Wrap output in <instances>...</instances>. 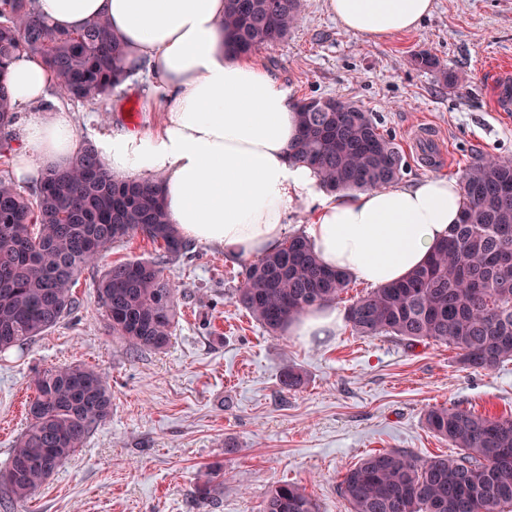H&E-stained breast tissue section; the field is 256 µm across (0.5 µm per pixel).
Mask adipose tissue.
<instances>
[{
    "instance_id": "ef3b65f1",
    "label": "adipose tissue",
    "mask_w": 512,
    "mask_h": 512,
    "mask_svg": "<svg viewBox=\"0 0 512 512\" xmlns=\"http://www.w3.org/2000/svg\"><path fill=\"white\" fill-rule=\"evenodd\" d=\"M433 0H327L341 26L381 41L416 29ZM58 31L109 19L126 47L125 68L147 72L167 105L159 129L115 130L96 148L116 178L162 177L164 206L180 235L236 259L276 251L291 207L313 212L304 228L319 262L378 287L407 277L447 237L462 210L457 180L426 177L354 194L326 195L314 171L297 162L298 109L288 88L250 59L231 53L224 0H34ZM6 80L17 111L30 113L13 155L17 180L66 167L82 144L66 103L50 100L56 78L22 57ZM334 305L288 325L303 338L336 334Z\"/></svg>"
}]
</instances>
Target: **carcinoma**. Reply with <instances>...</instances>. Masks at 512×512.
<instances>
[{"label":"carcinoma","mask_w":512,"mask_h":512,"mask_svg":"<svg viewBox=\"0 0 512 512\" xmlns=\"http://www.w3.org/2000/svg\"><path fill=\"white\" fill-rule=\"evenodd\" d=\"M33 0H0V158L12 150L15 120L3 76L22 54L38 56L60 93L93 102L111 96L129 74L125 48L104 17L76 32L55 31ZM300 0H226L224 28L233 51L248 54L294 28ZM423 70L444 71L428 52ZM293 157L310 166L331 193L387 187L403 155L371 113L338 98L296 102ZM462 215L429 260L405 280L372 288L347 307L355 336H394L409 345L440 344L463 366L492 370L512 360V160L482 154L462 171ZM142 236L160 244L150 259L100 271L96 296L112 334L136 349L166 347L176 329L178 289L164 266L187 257L191 244L169 220L162 181L115 180L90 142L64 169L47 172L25 193L0 177V353L19 350L78 307L79 274L114 245ZM351 280L325 268L304 235L244 265L235 299L264 331L279 337L296 316L341 299ZM29 423L0 471V498L24 503L83 446L112 412L104 377L81 364L43 370L32 379ZM427 427L451 453L431 458L398 451L365 455L346 470L340 494L350 512H507L512 508V416L433 406ZM214 469L191 496L205 502L219 489ZM262 512H319L305 490L279 483Z\"/></svg>","instance_id":"carcinoma-1"}]
</instances>
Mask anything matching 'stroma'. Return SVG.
<instances>
[{"label": "stroma", "mask_w": 512, "mask_h": 512, "mask_svg": "<svg viewBox=\"0 0 512 512\" xmlns=\"http://www.w3.org/2000/svg\"><path fill=\"white\" fill-rule=\"evenodd\" d=\"M285 39L250 58L294 99L336 97L370 112L399 144L402 181L460 178L474 157L512 159V117L490 109L486 71L512 58V0H434L417 29L375 42L344 30L326 0H301ZM435 54L457 77L419 69ZM164 97L144 74L95 104L71 101L81 140L156 131ZM143 237L112 247L74 287L78 309L24 350L0 354V468L27 425L30 383L42 370L84 364L112 388V414L15 512H262L272 485L304 487L320 512H348L339 484L363 455L448 453L425 426L435 405L512 415V360L461 368L444 345L408 348L348 325L323 340L268 336L235 301L241 261L194 245L166 267L181 285L179 322L161 350L133 349L106 327L94 290L100 266L154 256ZM304 375L290 388L288 368ZM220 464L224 490L205 508L190 495Z\"/></svg>", "instance_id": "35a3bbf8"}]
</instances>
